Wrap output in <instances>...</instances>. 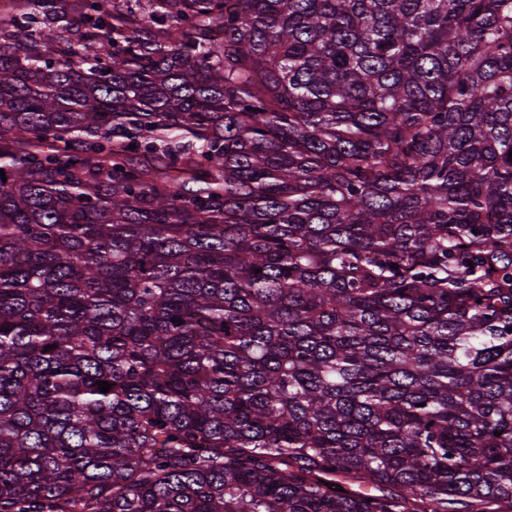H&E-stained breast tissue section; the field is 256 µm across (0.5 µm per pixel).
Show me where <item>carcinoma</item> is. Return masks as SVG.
<instances>
[{
	"mask_svg": "<svg viewBox=\"0 0 512 512\" xmlns=\"http://www.w3.org/2000/svg\"><path fill=\"white\" fill-rule=\"evenodd\" d=\"M511 151L512 0H7L0 512H512Z\"/></svg>",
	"mask_w": 512,
	"mask_h": 512,
	"instance_id": "carcinoma-1",
	"label": "carcinoma"
}]
</instances>
